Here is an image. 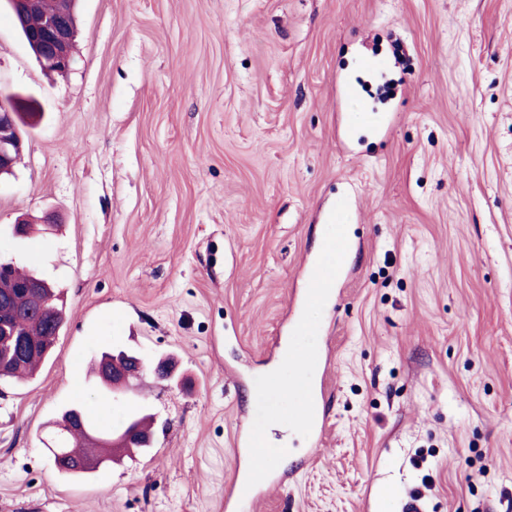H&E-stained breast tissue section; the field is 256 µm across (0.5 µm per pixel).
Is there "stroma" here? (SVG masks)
I'll list each match as a JSON object with an SVG mask.
<instances>
[{"mask_svg":"<svg viewBox=\"0 0 512 512\" xmlns=\"http://www.w3.org/2000/svg\"><path fill=\"white\" fill-rule=\"evenodd\" d=\"M47 76L0 0V96L40 120L0 176V260L64 295L37 377L0 382V512H512V0H77ZM391 60L379 76L364 56ZM353 83L385 135L345 141ZM344 273L308 310L338 196ZM37 232L21 237L19 220ZM312 317L320 438L273 425L267 371ZM170 356L112 415L144 451L60 474L91 357ZM270 473L242 490L252 439Z\"/></svg>","mask_w":512,"mask_h":512,"instance_id":"stroma-1","label":"stroma"}]
</instances>
